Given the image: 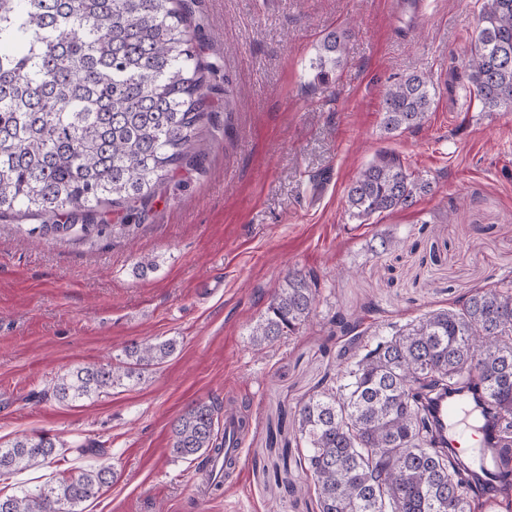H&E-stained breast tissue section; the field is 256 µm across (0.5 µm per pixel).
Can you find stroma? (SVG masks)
Here are the masks:
<instances>
[{"instance_id":"35a3bbf8","label":"stroma","mask_w":512,"mask_h":512,"mask_svg":"<svg viewBox=\"0 0 512 512\" xmlns=\"http://www.w3.org/2000/svg\"><path fill=\"white\" fill-rule=\"evenodd\" d=\"M207 70L199 168L144 205L110 212L125 236L44 237L32 217L0 219V445L40 431L64 441L72 473L103 448L115 479L83 512H318L310 479L275 484L283 414L336 375L334 313L386 333L512 277V111L486 112L460 77L479 29L475 0H185ZM347 33L329 83L310 63ZM428 75L434 104L415 130L385 135V90ZM232 88V106L224 104ZM391 151L431 193L409 208L349 220L346 190ZM388 231L404 249L372 255ZM153 262L137 275V262ZM316 272L319 304L293 336L259 349L250 329L291 269ZM174 337L173 358L138 382L61 403L48 389L71 368L133 340ZM216 401L250 421L238 480L199 497L202 475L168 451L172 421Z\"/></svg>"}]
</instances>
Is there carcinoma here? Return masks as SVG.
I'll return each instance as SVG.
<instances>
[{
    "label": "carcinoma",
    "mask_w": 512,
    "mask_h": 512,
    "mask_svg": "<svg viewBox=\"0 0 512 512\" xmlns=\"http://www.w3.org/2000/svg\"><path fill=\"white\" fill-rule=\"evenodd\" d=\"M481 27L464 65L465 89L486 112L512 109V0H479ZM346 33L330 32L311 67L327 83L341 66ZM205 66L192 45L183 0H0V218L44 219L42 236L115 234L127 224H56L78 212L147 202L179 167H197L206 112ZM435 89L424 74L391 85L381 127L393 135L422 125ZM432 191L393 152L379 153L348 186V217L410 207ZM405 241L383 233L380 253ZM321 294L313 271L292 270L274 288L250 332L265 348L306 324ZM351 337L336 380L300 403L295 463L309 473L319 512H512V279L475 289L457 304L365 336L360 321L330 320ZM178 341H131L124 360L77 366L51 388L62 403L97 398L140 381ZM480 388L493 429L488 461L497 485H479L469 462L443 445L435 398ZM218 406L195 402L171 424L170 454L200 471L223 452ZM65 444L48 433L0 445V477L58 463ZM114 478L95 462L34 488L0 495V512H82Z\"/></svg>",
    "instance_id": "obj_1"
}]
</instances>
